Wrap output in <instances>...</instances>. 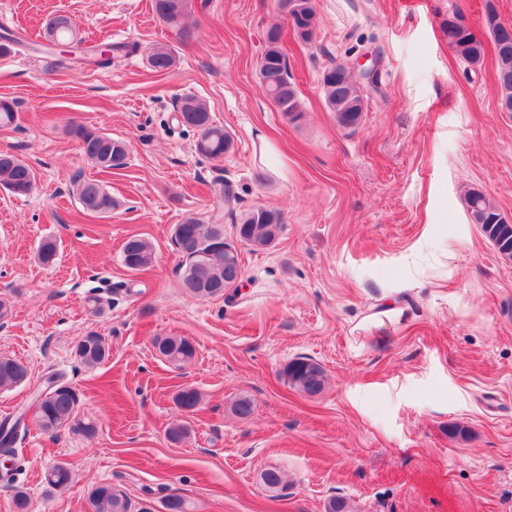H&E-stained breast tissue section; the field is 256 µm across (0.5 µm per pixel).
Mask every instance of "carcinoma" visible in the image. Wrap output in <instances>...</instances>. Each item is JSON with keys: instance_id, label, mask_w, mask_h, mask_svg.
Returning a JSON list of instances; mask_svg holds the SVG:
<instances>
[{"instance_id": "cac0c4a2", "label": "carcinoma", "mask_w": 512, "mask_h": 512, "mask_svg": "<svg viewBox=\"0 0 512 512\" xmlns=\"http://www.w3.org/2000/svg\"><path fill=\"white\" fill-rule=\"evenodd\" d=\"M304 8L294 19L298 28L306 31L303 41L313 40L317 28L315 0H302ZM189 0H154V9L159 19L168 27L175 28L187 39L189 32L184 29L182 19L187 13ZM493 45L508 41L512 34L505 29L494 11H488L485 18ZM45 39L68 43L76 38V23L66 15L50 18L44 26ZM281 27L273 26L266 34L264 58L258 64V78L265 95L270 98L278 111L291 120L301 117V103L297 90L291 82L288 61L282 48ZM448 38L453 44V52L469 65L476 67L485 56L484 43L475 38L470 29L449 25ZM496 83L498 92L512 99V53L503 54L495 50ZM176 61L174 51L165 46H154L148 54V62L157 71L171 68ZM324 101L328 111L336 113V123L344 126L359 120L358 113L352 111V104L363 98L364 90L347 76L346 67L332 66L322 77ZM182 123L199 131L195 151L209 159H220L233 147L230 134L224 127L214 124L205 101L194 96L183 98L177 107ZM71 132L80 140L84 156L103 172L118 169L125 165L126 144L112 136L75 125ZM36 174L22 159L12 154H0V188L15 196L27 195L35 187ZM76 195L84 210L110 215L118 207L100 183L94 180L77 182ZM466 203L472 216L483 214L485 219L477 220L483 232L492 241L498 253L512 260V224H498L496 206L483 194L471 192ZM281 217L276 211L257 207L244 213L240 221L233 225L237 241L264 249L278 237ZM173 239L178 249L182 268L183 287L201 298L222 297L224 292L237 289L235 279L243 274L240 254L233 242L224 238V225L206 224L201 219L188 216L173 227ZM57 254V243L52 238L41 241L37 257L44 265H50ZM153 244L139 236L129 237L122 247L124 266L132 271H143L155 261ZM155 351L172 363L186 362L194 358L196 349L192 341L184 336H159L154 339ZM76 360L93 368L105 362L110 356L107 339L97 331L90 330L74 345ZM281 377L292 388L309 396L321 393L326 386L324 369L307 357H297L289 361L281 371ZM57 375L44 379L43 387L36 396V418L45 431L61 429L79 430L92 435L96 431L93 421L81 416L79 393L71 386L55 383ZM29 381L27 366L18 359L0 355V389L23 385ZM176 404L185 411L194 410L200 395L193 388L180 391L175 397ZM22 417H5L0 420V450L16 453V441ZM44 479L48 487L58 490L69 487L74 481V472L66 462H58L50 467ZM262 485L270 492H277L285 485L284 475L277 468H267L260 474ZM92 512H154L150 500L143 499L137 504L110 484L93 488L89 495ZM166 512H195L193 502L180 495L171 494L165 502Z\"/></svg>"}]
</instances>
